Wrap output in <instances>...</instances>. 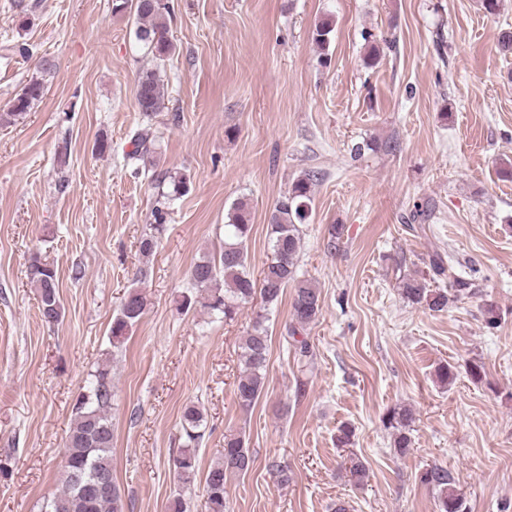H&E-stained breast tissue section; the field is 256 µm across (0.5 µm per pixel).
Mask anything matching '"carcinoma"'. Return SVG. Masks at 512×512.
<instances>
[{
	"mask_svg": "<svg viewBox=\"0 0 512 512\" xmlns=\"http://www.w3.org/2000/svg\"><path fill=\"white\" fill-rule=\"evenodd\" d=\"M119 11L127 10L135 19V38L157 60H164L173 51L168 38V17L171 6L168 0H116ZM332 22L320 21L313 31L314 43L322 47L330 43ZM47 92L44 79L33 76L10 103L9 111L0 113V120L10 123L22 118ZM164 88L158 72H141L135 84V100L140 112L151 116L164 108ZM312 202V178L306 173L297 178L286 195L279 199L269 215L270 260L264 266L259 281H254L246 269V242L252 224L251 205L240 200L228 213L224 225V245L217 256H206L197 261L190 271L193 288L207 291L202 306L211 312L231 320L243 303L258 294L263 311L256 314L251 330L244 338L245 369L234 383L238 405L250 409L259 399L266 375L269 350L266 312L278 305L289 283H294L292 300V325L290 337L315 322L321 314V295L308 280L296 277L298 256L301 248V225L309 218ZM163 211L155 210L154 233L142 238L140 250L149 255L154 252L156 233L162 231ZM445 254L437 252L429 257L427 270L419 275H404L400 279L401 294L409 303L421 305L431 311H443L448 305L472 294L471 280L458 275L451 287L431 288L429 281L445 274ZM28 283L36 289L38 311L47 325H57L64 317V305L59 292L58 272L54 264L38 256L34 257L26 271ZM224 282V288L218 282ZM146 306L145 296L139 289H129L121 300L119 310L112 320V346L124 343L129 331L140 320ZM294 359L305 369L314 367V354L309 344L297 340ZM112 375L105 367L90 374L88 385L73 405L74 420L70 427L63 451V470L60 488L46 501L44 512H124L122 494L117 484H112L108 494L88 489L94 483V474L112 472ZM202 410L194 405L185 406L181 419V449L173 458L179 479L183 484L194 482L198 468L197 450L202 440ZM413 412L406 407H393L383 417L390 431L392 448L403 456L412 447L410 427ZM253 459L241 434L224 437V454L214 462L204 478L203 498L205 512H226L225 481L227 475L249 470ZM346 472L349 481L364 485L367 478L365 464L356 457H348ZM420 482L437 494L439 512H469L464 497L453 489L454 477L439 465H428L420 473Z\"/></svg>",
	"mask_w": 512,
	"mask_h": 512,
	"instance_id": "cac0c4a2",
	"label": "carcinoma"
}]
</instances>
